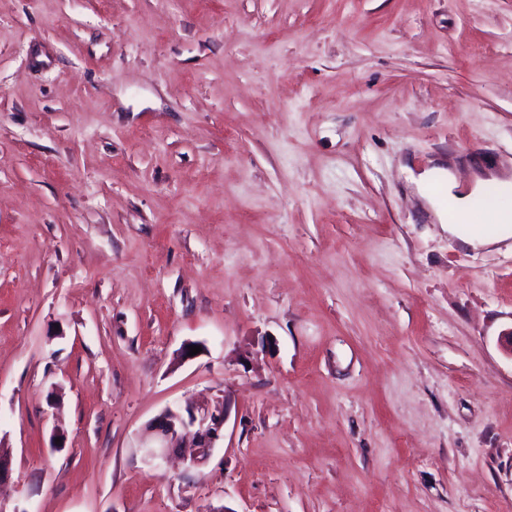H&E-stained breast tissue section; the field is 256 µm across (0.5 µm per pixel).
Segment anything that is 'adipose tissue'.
Listing matches in <instances>:
<instances>
[{
	"mask_svg": "<svg viewBox=\"0 0 512 512\" xmlns=\"http://www.w3.org/2000/svg\"><path fill=\"white\" fill-rule=\"evenodd\" d=\"M446 180L450 193L449 208H436L435 213L448 233L472 248L484 247L512 240V180L500 179L496 182L497 192L488 195L484 182H476L465 194L457 193V183L450 171L435 167L426 171L418 182L419 189H427L433 179ZM496 209L501 214L499 223L483 228L470 222L476 203Z\"/></svg>",
	"mask_w": 512,
	"mask_h": 512,
	"instance_id": "ef3b65f1",
	"label": "adipose tissue"
}]
</instances>
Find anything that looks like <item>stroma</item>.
I'll return each instance as SVG.
<instances>
[{"label": "stroma", "instance_id": "stroma-1", "mask_svg": "<svg viewBox=\"0 0 512 512\" xmlns=\"http://www.w3.org/2000/svg\"><path fill=\"white\" fill-rule=\"evenodd\" d=\"M436 166L512 178V0H0V504L512 512V245ZM437 176L441 180L447 181L448 199L445 185L433 184L429 191L439 197L444 204H451L454 212L451 219H448L446 210L441 208L438 201L427 191L428 185ZM495 183L498 193L493 196L487 195L485 184L481 180H478L468 193L456 194L454 190L457 188V183L453 174L442 167H434L420 177L418 187L421 195L427 199L448 234L476 249L512 239V180L496 179ZM479 201L501 213L499 223L494 224L497 220L496 212L483 209L484 221L486 224L492 225L486 229L477 224H471L470 215ZM227 407L224 398L213 404L191 403L185 407H168L149 425V438L143 454L148 463L164 459L189 440L193 454L186 459L190 467L204 465L216 443L224 438Z\"/></svg>", "mask_w": 512, "mask_h": 512}]
</instances>
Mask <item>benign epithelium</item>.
I'll use <instances>...</instances> for the list:
<instances>
[{"instance_id": "1", "label": "benign epithelium", "mask_w": 512, "mask_h": 512, "mask_svg": "<svg viewBox=\"0 0 512 512\" xmlns=\"http://www.w3.org/2000/svg\"><path fill=\"white\" fill-rule=\"evenodd\" d=\"M227 407L222 399L212 404L191 403L184 407H168L149 425V438L143 445L147 462L161 460L191 441L193 454L187 458L191 467L208 462L216 443L224 437Z\"/></svg>"}]
</instances>
